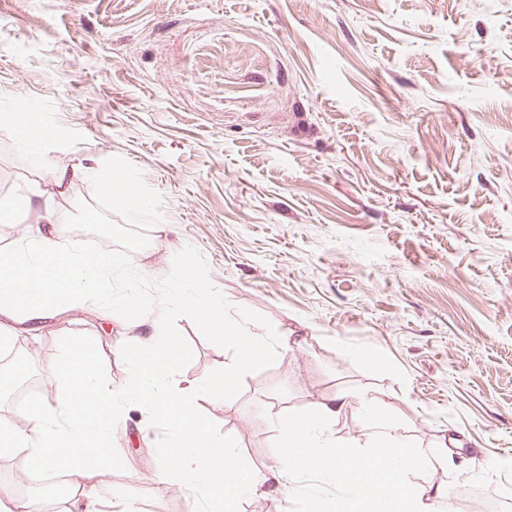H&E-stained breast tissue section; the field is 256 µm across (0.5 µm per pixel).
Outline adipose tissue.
I'll return each mask as SVG.
<instances>
[{"instance_id":"adipose-tissue-1","label":"adipose tissue","mask_w":512,"mask_h":512,"mask_svg":"<svg viewBox=\"0 0 512 512\" xmlns=\"http://www.w3.org/2000/svg\"><path fill=\"white\" fill-rule=\"evenodd\" d=\"M0 124L14 129L37 164H46V146L57 137L58 127L27 111L1 113ZM82 177L96 192L119 186L117 203L131 213L150 203L136 185L117 184L111 168L90 166ZM181 264L184 275L167 300L147 302L136 296L122 303L124 320L142 329L134 345L124 350L132 369L131 390L115 389L101 378L90 345L67 343L61 360L47 370L60 384L56 397L38 402L23 421L0 419L1 455L23 451L33 468L67 470L75 484L67 512H107L112 491L103 462L112 453L113 424L132 406L167 428L171 446L164 451V466L178 471L186 486L206 491L214 512H238L242 499L262 493L269 482L280 492H292L295 475L305 471L334 490L328 500L311 495L310 512H322L327 502L335 512H439L447 490L417 475L430 464H448L447 452L413 444L398 416L368 391L337 393L310 413L279 417L274 441L278 452L269 477L239 466L236 446L215 437L194 397L203 393L223 399L247 363L264 357L270 346L246 322L227 320L223 302L207 294L193 276L190 257H183ZM122 269L127 270L120 254L69 246L49 227L1 249L0 346L21 335L37 336L45 321L72 309L87 293L111 301L110 276ZM172 307L203 321L211 335L242 346L243 356L226 363L222 376L175 384L183 352L166 334L164 318ZM352 407L360 411L367 429V449L360 454L327 435Z\"/></svg>"}]
</instances>
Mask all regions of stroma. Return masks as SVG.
I'll list each match as a JSON object with an SVG mask.
<instances>
[{
  "label": "stroma",
  "mask_w": 512,
  "mask_h": 512,
  "mask_svg": "<svg viewBox=\"0 0 512 512\" xmlns=\"http://www.w3.org/2000/svg\"><path fill=\"white\" fill-rule=\"evenodd\" d=\"M63 134L28 168L0 249L44 210L67 243L101 234L74 205L86 182L52 172L118 168L151 198L137 215L91 193L112 237L145 233L119 293L164 300L190 254L227 317L298 346L269 354L200 414L255 472L274 464V419L336 391L376 390L414 443L460 439L443 512H512V0H0V113L19 105ZM30 196L25 208L18 200ZM178 377L220 375L233 344L173 312ZM89 297L25 345L45 374L64 341L131 382L116 344L138 336ZM163 425L112 427V512H204L160 455ZM293 496L240 512H303Z\"/></svg>",
  "instance_id": "35a3bbf8"
}]
</instances>
